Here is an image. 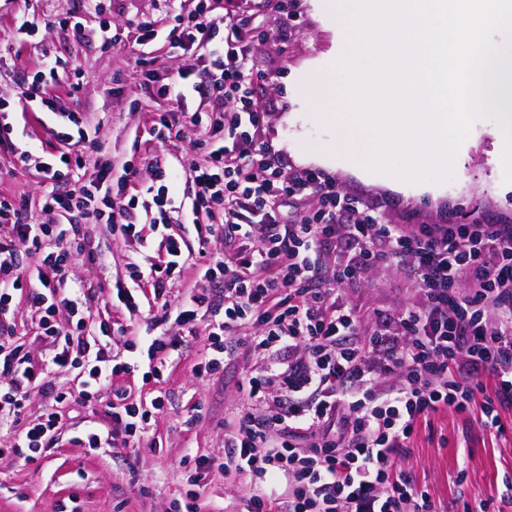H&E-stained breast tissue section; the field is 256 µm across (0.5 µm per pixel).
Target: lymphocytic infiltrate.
Returning a JSON list of instances; mask_svg holds the SVG:
<instances>
[{
  "mask_svg": "<svg viewBox=\"0 0 512 512\" xmlns=\"http://www.w3.org/2000/svg\"><path fill=\"white\" fill-rule=\"evenodd\" d=\"M221 2L190 0L189 7L166 12L163 26L142 25L148 38L175 48L216 42L221 50L207 57L205 83L188 69L145 90L163 103L152 118L156 140L180 139L193 126L205 160L148 186L167 231L165 257L147 268L130 258L129 284L115 288L116 300L132 310L139 307L138 291L151 288L161 321L178 326L175 334L152 338L149 376L159 375L187 337L201 331L209 346L193 367L196 376L223 369L244 346L269 362L243 375V405L224 427V457H196L192 484L200 486L216 466L247 473V512H434L428 492L396 460L421 426L442 413L481 404L482 427L497 432L499 409L512 407V224H385L378 206L341 194L333 177L283 167L260 138L265 114L253 100L250 44L235 21L252 0H232L226 8ZM71 80L67 65L45 60L24 100L56 111L49 89ZM190 91L204 94L212 108L177 110ZM95 133L89 117L66 113L55 130L66 152L37 160L0 125V160L13 167L36 163L55 185L35 204L0 193V417L18 424L8 453L24 461L55 446L63 408L73 398L102 407L108 420L106 431L76 438L90 449L133 447L164 406L163 396L145 407L118 386L131 366L108 354L115 328L103 320L95 337L86 336L92 305L68 284L71 249L56 244L78 234L80 225L103 221L124 237L141 236L139 200L125 194L138 167L122 161L124 176L113 179L111 157L97 147L83 149ZM179 184L189 203L175 199ZM310 196L312 207L296 208ZM35 207L51 221H27ZM59 216L67 227L56 224ZM188 221L197 264L214 287L176 301L172 289L187 260L186 242L168 228ZM217 238L224 241L220 261L209 249ZM32 252L39 263L28 275L19 258ZM384 264L404 271L420 302L378 314L363 339L360 317L341 288ZM20 292L39 316L47 353L38 361L15 342ZM206 310L215 315L207 323ZM248 324L259 334L241 335ZM66 367L87 368L78 391L53 385V372ZM37 387L48 404L39 418L24 419ZM106 390L111 400L103 399Z\"/></svg>",
  "mask_w": 512,
  "mask_h": 512,
  "instance_id": "f902f5d3",
  "label": "lymphocytic infiltrate"
}]
</instances>
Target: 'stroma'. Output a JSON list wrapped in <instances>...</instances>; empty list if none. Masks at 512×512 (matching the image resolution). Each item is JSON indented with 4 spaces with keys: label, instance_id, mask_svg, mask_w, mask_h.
<instances>
[{
    "label": "stroma",
    "instance_id": "1",
    "mask_svg": "<svg viewBox=\"0 0 512 512\" xmlns=\"http://www.w3.org/2000/svg\"><path fill=\"white\" fill-rule=\"evenodd\" d=\"M161 0H101L99 9L86 0H0V112L13 128V142L36 155L58 153L52 134L60 113H89L99 119L97 140L123 161L136 159L139 172L127 194L144 196L154 180L152 159L169 169L197 161L192 147L198 133L183 130L180 140L161 145L150 134L151 116L157 105L144 97L139 85L149 74L173 75L193 65L196 55L155 42L151 68L137 64L139 27L143 20H161ZM69 11L81 23V33L56 24L57 13ZM28 22L32 36L20 35V22ZM237 21L251 37L253 97L266 118L261 132L285 166L321 169L314 158L297 152L316 144L340 149L330 124L317 115L303 98L301 78L334 79L331 70L319 69L317 60L335 49L334 32L318 18L311 0H259L253 11ZM58 56L80 71L78 89L68 84L53 87L57 113L31 112L18 102L21 85L41 70L46 57ZM496 122L477 119L461 147L452 178L441 196H405L377 182L361 180L344 169L331 170L343 194L375 202L388 224H501L512 221V189L504 190V169L493 137ZM46 185L34 167L0 168V192L39 200ZM143 242L110 232L107 225L83 228L87 246L98 251L103 265L74 260L68 281L97 292L103 279L125 282L129 256L142 263L154 262L161 236L153 231L149 216H142ZM344 296L372 323L378 312L396 310L411 303L399 269L381 266L367 272ZM94 311L126 327L114 337L112 351L135 369L119 384L133 400L163 395L165 405L151 422L148 433L135 448L89 449L75 445L89 426L105 427L103 414L93 413L80 401L70 402L58 444L29 463L0 457V512H174L184 506L192 487V457L224 454V423L243 404L238 389L241 377L260 368L256 356L239 353L224 371L195 376L192 367L205 354L206 336L191 339L180 359L169 363L162 378L143 381L145 359L141 341L167 332L168 326L153 320L148 302L138 310ZM502 436L483 430L479 413L448 412L422 428L418 439L398 459L399 467L427 490L437 512H464L489 501V512H512V407L502 409ZM248 475L224 474L213 468L199 492L198 512H245L249 496Z\"/></svg>",
    "mask_w": 512,
    "mask_h": 512
}]
</instances>
